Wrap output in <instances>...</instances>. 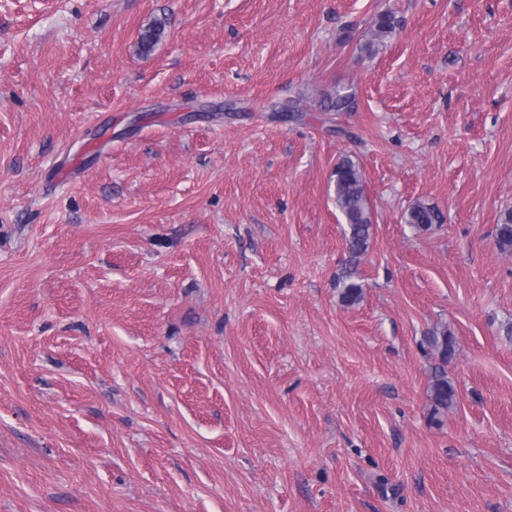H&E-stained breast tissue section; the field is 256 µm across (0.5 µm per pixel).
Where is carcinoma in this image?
Instances as JSON below:
<instances>
[{
    "label": "carcinoma",
    "mask_w": 512,
    "mask_h": 512,
    "mask_svg": "<svg viewBox=\"0 0 512 512\" xmlns=\"http://www.w3.org/2000/svg\"><path fill=\"white\" fill-rule=\"evenodd\" d=\"M396 28L395 17L390 13L378 15L374 20L372 40L367 42L365 49L373 50L375 44L391 36ZM164 33V22L158 20L146 28L139 37L141 53L148 54ZM350 105V96L337 93L326 96L321 108L325 112H343ZM334 194L336 207L342 214L347 230H345L348 262L355 265L368 251L373 233L372 213L365 193L363 178L357 164L349 156H344L336 163L333 170ZM405 223L417 231H428L435 224L441 223L439 211L426 203L417 202L403 216ZM495 241L503 252L512 253V210L504 212L495 227ZM341 301L353 305L360 301L362 285L347 273L341 280ZM424 351L438 359V366L429 386V399L433 413L439 414L448 409L456 397V391L448 380L446 367L455 354L454 341L448 330H435L424 337Z\"/></svg>",
    "instance_id": "carcinoma-1"
}]
</instances>
